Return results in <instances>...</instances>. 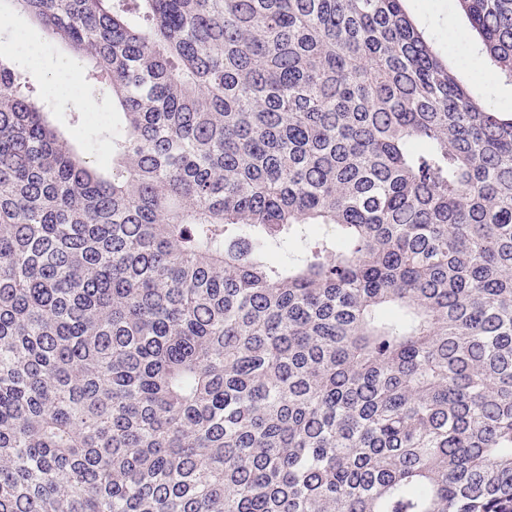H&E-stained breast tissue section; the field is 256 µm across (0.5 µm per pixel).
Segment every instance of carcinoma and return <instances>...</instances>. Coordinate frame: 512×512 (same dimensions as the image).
I'll use <instances>...</instances> for the list:
<instances>
[{"instance_id": "obj_1", "label": "carcinoma", "mask_w": 512, "mask_h": 512, "mask_svg": "<svg viewBox=\"0 0 512 512\" xmlns=\"http://www.w3.org/2000/svg\"><path fill=\"white\" fill-rule=\"evenodd\" d=\"M9 2L123 123L0 53V512H512V110L408 0ZM84 85L81 100L74 104L68 98L59 99L51 111L50 120L61 132L67 134L72 128L74 112H79L81 142L77 143L76 147L80 151H85L91 159H96L97 155L104 156L108 152L110 146L108 134L112 132V122L120 124L121 114L112 112V92L109 81L100 78L95 82L84 81ZM86 99H92L95 106L92 101H87L85 109ZM97 112H106L109 122L107 124L99 122L96 118Z\"/></svg>"}]
</instances>
